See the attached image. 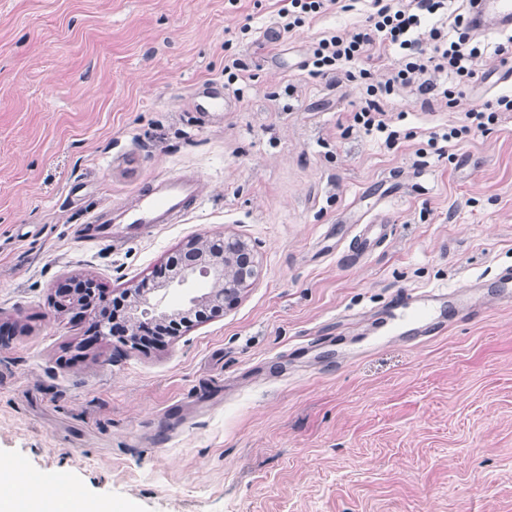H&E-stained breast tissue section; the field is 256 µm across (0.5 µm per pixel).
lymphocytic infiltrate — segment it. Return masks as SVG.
Segmentation results:
<instances>
[{
  "label": "lymphocytic infiltrate",
  "instance_id": "lymphocytic-infiltrate-1",
  "mask_svg": "<svg viewBox=\"0 0 512 512\" xmlns=\"http://www.w3.org/2000/svg\"><path fill=\"white\" fill-rule=\"evenodd\" d=\"M277 16L284 32L290 33L316 20L335 0H277ZM450 0H370L362 25L321 38L315 46L311 65L316 75L366 80L365 104L353 115L355 125L365 133L385 134L395 143L380 106L381 100L398 88H416L423 95L435 89L433 75L445 72L454 79L471 81L477 75L478 49L469 47L471 30L464 16L454 17L453 34L435 26V19L449 14ZM397 55L396 67L384 81L371 83L373 68ZM512 112V96L470 109L463 125L442 134H431L430 144L460 138L471 130L486 128L500 113Z\"/></svg>",
  "mask_w": 512,
  "mask_h": 512
}]
</instances>
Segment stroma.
<instances>
[{
	"label": "stroma",
	"mask_w": 512,
	"mask_h": 512,
	"mask_svg": "<svg viewBox=\"0 0 512 512\" xmlns=\"http://www.w3.org/2000/svg\"><path fill=\"white\" fill-rule=\"evenodd\" d=\"M329 7L268 58L276 0H0V464L38 494L111 512H512V304L459 314L413 344L366 315L403 289L463 290L512 267V114L429 146L512 93L485 55L458 104L401 90L395 144L353 112L370 81L315 76ZM254 77L222 114L193 85ZM203 201L150 236L83 237L157 177ZM385 222L352 255L361 225ZM252 249L258 275L222 316L164 344L90 340L48 302L93 274L111 299L189 239ZM238 59L228 60L224 63V76L227 75V85H235L237 84V88L234 89L235 93L240 99L244 98L246 90L251 86V81H253V76L250 74L244 73V69L241 68ZM225 83V87L227 86Z\"/></svg>",
	"instance_id": "obj_1"
}]
</instances>
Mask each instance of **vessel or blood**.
I'll return each mask as SVG.
<instances>
[{"mask_svg": "<svg viewBox=\"0 0 512 512\" xmlns=\"http://www.w3.org/2000/svg\"><path fill=\"white\" fill-rule=\"evenodd\" d=\"M478 10L470 14V22L480 28L494 25L512 27V0H477ZM231 102L213 83H200L194 89L193 103L202 110L222 112ZM200 202V179L191 173L152 181L136 195L132 205L118 214L103 212L93 221L92 235L103 238L112 234L135 236L142 230L172 223ZM397 305L388 317L391 331L423 341L445 333L452 312L460 308L461 296L449 289L396 292Z\"/></svg>", "mask_w": 512, "mask_h": 512, "instance_id": "1", "label": "vessel or blood"}]
</instances>
